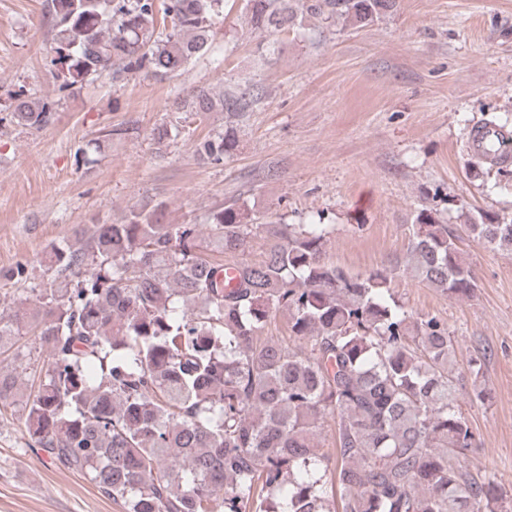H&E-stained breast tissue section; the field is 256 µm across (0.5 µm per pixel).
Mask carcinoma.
Segmentation results:
<instances>
[{
	"label": "carcinoma",
	"instance_id": "obj_1",
	"mask_svg": "<svg viewBox=\"0 0 512 512\" xmlns=\"http://www.w3.org/2000/svg\"><path fill=\"white\" fill-rule=\"evenodd\" d=\"M225 0H51L59 89L146 71L167 79L208 55ZM343 28L367 27L397 0H303ZM290 0H247L256 33L284 31ZM249 103L199 88L178 109L238 116ZM17 125L42 129L51 101L18 99ZM234 129L195 142L221 163ZM463 228L512 253V219L464 212ZM330 225L255 224L236 201L201 224H168L157 207L96 224L46 252L56 276L0 313V408L19 414L51 461L87 476L124 512H502L495 477L455 455L477 447L450 365L454 337L415 315L392 287L401 270L451 297L476 284L460 237L422 208L403 263L351 274L326 261ZM263 230L262 260L245 252ZM288 312L292 350L260 333ZM32 334L40 362L20 343ZM38 383L26 391L19 374ZM336 419V456L318 448Z\"/></svg>",
	"mask_w": 512,
	"mask_h": 512
}]
</instances>
